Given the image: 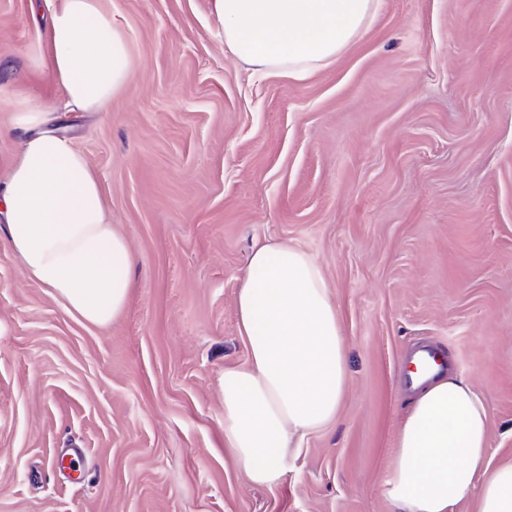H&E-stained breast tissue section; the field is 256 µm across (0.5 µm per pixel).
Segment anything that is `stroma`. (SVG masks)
<instances>
[{
  "label": "stroma",
  "instance_id": "obj_1",
  "mask_svg": "<svg viewBox=\"0 0 512 512\" xmlns=\"http://www.w3.org/2000/svg\"><path fill=\"white\" fill-rule=\"evenodd\" d=\"M106 5L132 86L63 130L136 263L124 313L96 327L0 235V512H395L382 480L421 341L484 399L492 463L512 460V0H382L301 79L240 67L210 0ZM48 23L0 0V171L60 117ZM263 239L320 266L348 371L335 422L272 489L230 458L218 385L248 359L236 297ZM70 447L83 478L56 464Z\"/></svg>",
  "mask_w": 512,
  "mask_h": 512
}]
</instances>
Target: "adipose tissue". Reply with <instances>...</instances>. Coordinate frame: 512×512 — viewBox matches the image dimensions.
Returning <instances> with one entry per match:
<instances>
[{"mask_svg":"<svg viewBox=\"0 0 512 512\" xmlns=\"http://www.w3.org/2000/svg\"><path fill=\"white\" fill-rule=\"evenodd\" d=\"M44 44L63 106L104 110L128 91L134 63L106 0H45ZM380 0H211L230 54L258 74L300 78L331 64ZM0 232L27 278L79 320L122 315L135 256L113 224L103 186L66 136L29 139L0 176ZM245 364L219 377L224 446L255 486L274 488L300 441L332 424L347 385L336 305L317 262L299 247L257 244L236 298ZM489 419L459 374L420 389L396 440L384 493L397 512H512V461L489 465Z\"/></svg>","mask_w":512,"mask_h":512,"instance_id":"1","label":"adipose tissue"}]
</instances>
